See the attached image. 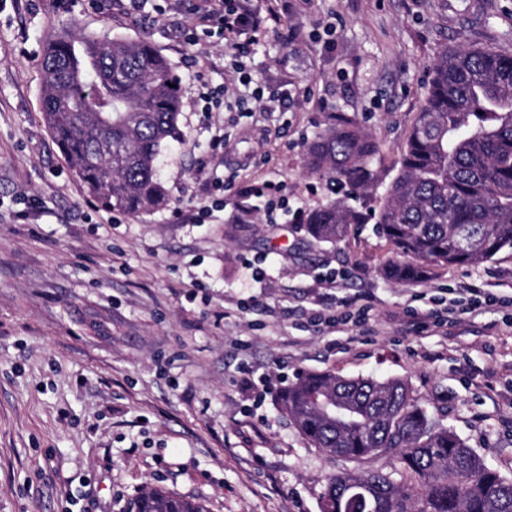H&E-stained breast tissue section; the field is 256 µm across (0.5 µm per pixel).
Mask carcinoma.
<instances>
[{
  "mask_svg": "<svg viewBox=\"0 0 512 512\" xmlns=\"http://www.w3.org/2000/svg\"><path fill=\"white\" fill-rule=\"evenodd\" d=\"M42 71L44 121L89 196L130 214L166 205L157 161L183 138L181 80L170 62L146 39L64 29L48 38ZM377 155L371 135L342 119L309 144L305 166L363 200ZM371 219L400 256L381 273L402 285L512 250L511 51H442L385 202L367 213L331 200L308 213L305 230L333 243L349 225ZM336 398L352 410L346 423L328 413ZM281 404L310 446L354 464L327 477L321 512H348L336 504V489L352 485L363 494L357 512H512V479L440 425L402 379L307 372L288 385ZM381 460L390 469L365 468ZM131 512L205 509L149 487Z\"/></svg>",
  "mask_w": 512,
  "mask_h": 512,
  "instance_id": "1",
  "label": "carcinoma"
}]
</instances>
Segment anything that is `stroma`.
Segmentation results:
<instances>
[{"label": "stroma", "mask_w": 512, "mask_h": 512, "mask_svg": "<svg viewBox=\"0 0 512 512\" xmlns=\"http://www.w3.org/2000/svg\"><path fill=\"white\" fill-rule=\"evenodd\" d=\"M278 4L246 69L288 110L259 111L242 87L206 114L198 88L223 82L228 49L217 34L186 43L185 0L158 18L127 0H0V512H130L148 487L206 512H320L342 465L280 405L302 371L407 380L512 479V310L464 311L474 288L512 297V253L401 286L380 272L393 249L374 224L319 243L292 215L346 197L304 162L340 116L378 145L363 206L379 207L433 61L512 51V0ZM64 26L147 39L181 75L184 138L158 166L167 207H100L53 141L41 59ZM269 182L290 210L274 223ZM353 298L370 308L365 331L327 324ZM435 303L461 308L453 335L407 323Z\"/></svg>", "instance_id": "1"}]
</instances>
